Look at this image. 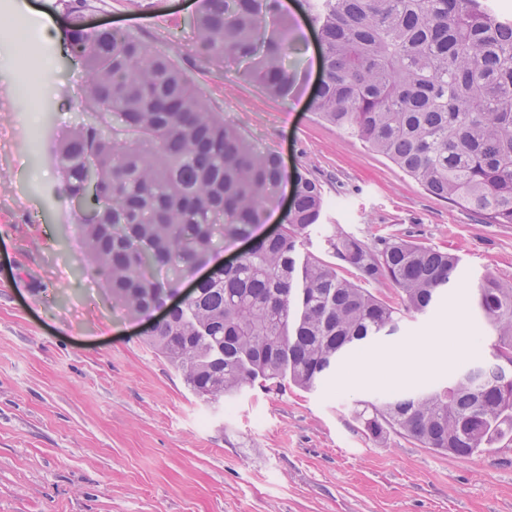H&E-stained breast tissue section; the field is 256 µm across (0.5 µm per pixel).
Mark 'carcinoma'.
<instances>
[{"label":"carcinoma","instance_id":"obj_1","mask_svg":"<svg viewBox=\"0 0 512 512\" xmlns=\"http://www.w3.org/2000/svg\"><path fill=\"white\" fill-rule=\"evenodd\" d=\"M62 51L80 65L89 114L58 148L63 192L84 258L112 301L138 318L175 289L217 242L261 223L273 190L291 182L287 223L238 266L200 282L190 302L147 333L197 396L231 397L255 382L310 390L366 342L397 329V308L362 287L390 283L424 313L457 276L460 258L400 237L326 236L350 279L297 246L324 198L224 122L164 51L118 29H89V0H60ZM279 0H201L196 51L234 57L243 75L287 101L304 84L288 68L294 36ZM321 42L311 110L395 164L438 199L483 224H512V18L493 0H305ZM475 300L496 336L495 366L424 393L371 405L374 439L394 431L459 457L512 433V282L484 277Z\"/></svg>","mask_w":512,"mask_h":512}]
</instances>
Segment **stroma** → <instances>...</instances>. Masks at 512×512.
<instances>
[{
  "instance_id": "stroma-1",
  "label": "stroma",
  "mask_w": 512,
  "mask_h": 512,
  "mask_svg": "<svg viewBox=\"0 0 512 512\" xmlns=\"http://www.w3.org/2000/svg\"><path fill=\"white\" fill-rule=\"evenodd\" d=\"M93 0L90 24L166 51L215 111L287 169L307 170L326 201L299 253L328 258L329 228L372 242L398 236L460 258L456 282L424 314L391 285L398 331L367 354L398 356L465 322L463 358L437 352L420 389L445 385L461 361H493V333L470 296L487 275L512 282V224H483L428 193L386 158L319 120L309 101L319 40L304 0L288 15L305 71L284 102L232 60L194 49L201 0ZM0 512H512V445L457 458L396 432L372 439L355 411L404 393L379 382L311 391L245 388L214 403L193 394L144 335L146 319L112 303L83 261L54 147L81 123V73L60 55L58 0H0Z\"/></svg>"
}]
</instances>
